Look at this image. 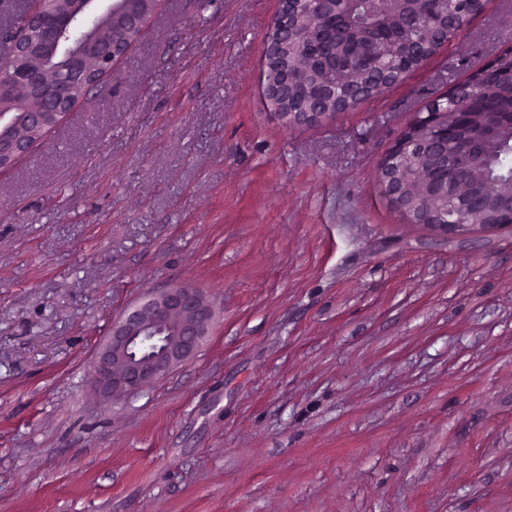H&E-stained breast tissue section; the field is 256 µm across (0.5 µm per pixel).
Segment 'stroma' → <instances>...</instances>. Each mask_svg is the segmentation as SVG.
I'll return each instance as SVG.
<instances>
[{
	"instance_id": "1",
	"label": "stroma",
	"mask_w": 512,
	"mask_h": 512,
	"mask_svg": "<svg viewBox=\"0 0 512 512\" xmlns=\"http://www.w3.org/2000/svg\"><path fill=\"white\" fill-rule=\"evenodd\" d=\"M278 9L160 0L0 170V512H512V228L441 236L379 187L512 0L315 124L261 95ZM176 284L215 312L198 353L99 396L113 320Z\"/></svg>"
}]
</instances>
